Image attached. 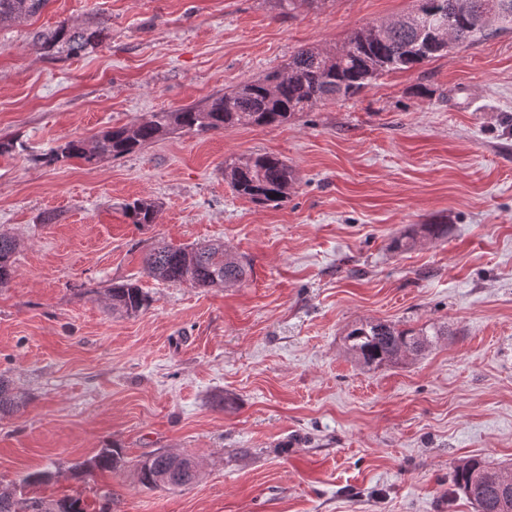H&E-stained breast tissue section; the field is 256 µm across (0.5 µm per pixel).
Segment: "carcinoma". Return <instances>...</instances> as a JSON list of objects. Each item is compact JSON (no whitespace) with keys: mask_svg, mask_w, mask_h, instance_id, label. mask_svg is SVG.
Here are the masks:
<instances>
[{"mask_svg":"<svg viewBox=\"0 0 512 512\" xmlns=\"http://www.w3.org/2000/svg\"><path fill=\"white\" fill-rule=\"evenodd\" d=\"M47 0H0V22L32 17ZM494 25H512V0H419L415 12L394 20L368 24L351 31L347 40L332 49L302 48L288 66L256 80L217 94L203 105L155 112L131 125L113 127L99 134L91 145L71 139L47 153L50 162L82 158L91 163L135 153L166 136L183 131L205 134L236 126H279L317 104L336 98L350 99L363 93L381 76L411 70L436 56L429 34L443 30L452 43L463 45L484 36ZM109 37L103 21L74 27L63 21L54 28L34 33L32 47L42 53L77 56L94 49ZM224 180L239 196L259 205L276 207L288 198L296 184L295 172L276 154H259L224 163ZM157 205L135 200L125 206L131 223L155 222ZM15 241L0 234V286L14 274ZM143 274L157 281L191 288H219L242 282L248 269L219 240L193 246L155 245L143 259ZM112 311L127 316L146 309L149 297L138 282L128 281L107 289ZM443 332L436 327L400 328L393 323L365 321L349 329L347 350L365 367L396 365L430 348ZM18 401L7 380L0 377V415L13 413ZM126 457L117 447L101 448L86 466L95 477L125 468ZM172 464L169 453L159 450L137 463V483L146 489L185 487L196 482L194 461L180 457L178 479L165 482L163 473ZM497 469L470 460L454 470L453 486L477 505L478 512H507L497 489ZM48 482V474L28 475L11 499L0 497V512H89L80 498L30 496L28 488Z\"/></svg>","mask_w":512,"mask_h":512,"instance_id":"cac0c4a2","label":"carcinoma"}]
</instances>
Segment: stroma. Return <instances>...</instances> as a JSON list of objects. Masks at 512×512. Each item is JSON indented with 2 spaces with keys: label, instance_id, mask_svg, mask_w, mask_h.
I'll list each match as a JSON object with an SVG mask.
<instances>
[{
  "label": "stroma",
  "instance_id": "stroma-1",
  "mask_svg": "<svg viewBox=\"0 0 512 512\" xmlns=\"http://www.w3.org/2000/svg\"><path fill=\"white\" fill-rule=\"evenodd\" d=\"M418 0H49L0 23V233L17 244L0 286V374L22 401L0 418V485L51 473L37 494L112 512H476L455 467L512 468V30L383 75L280 126L181 132L90 164L46 163L58 142L209 97L284 67L300 49L417 9ZM106 20L69 58L34 31ZM426 86L427 97L415 94ZM273 153L297 183L280 206L238 196L224 164ZM154 201L139 227L124 203ZM425 224L448 232L422 236ZM416 235L412 250L396 238ZM223 241L250 267L227 288L153 280L157 242ZM138 281L127 317L103 292ZM443 334L368 368L359 322ZM114 444L130 463L88 478ZM195 460L187 487L142 489L157 449Z\"/></svg>",
  "mask_w": 512,
  "mask_h": 512
}]
</instances>
